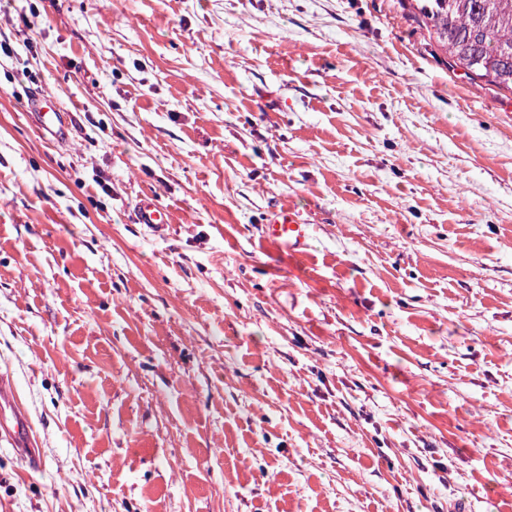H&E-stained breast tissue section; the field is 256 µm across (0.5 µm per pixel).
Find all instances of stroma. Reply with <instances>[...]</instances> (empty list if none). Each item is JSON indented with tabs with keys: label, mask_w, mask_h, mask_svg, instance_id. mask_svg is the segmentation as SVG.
Segmentation results:
<instances>
[{
	"label": "stroma",
	"mask_w": 512,
	"mask_h": 512,
	"mask_svg": "<svg viewBox=\"0 0 512 512\" xmlns=\"http://www.w3.org/2000/svg\"><path fill=\"white\" fill-rule=\"evenodd\" d=\"M0 374V512H512V96L403 0H11ZM25 108L37 131L48 141H68L71 117L69 112L59 109L55 94L39 91L30 98ZM134 218L137 224H145L157 235H163L169 228V214L153 195L144 194L136 198ZM265 238L288 256L304 252L310 236V224L296 213L294 208L281 207L274 211L264 225ZM14 392L12 388L7 384L6 380L0 377V409H1V421L0 428L3 433H7L11 438L16 451L22 458L29 457L33 463L37 462L35 454H33V440L29 434L27 428V421L25 414L16 407L14 403ZM4 403H7L12 407V415L14 423L8 424L4 414L3 407Z\"/></svg>",
	"instance_id": "35a3bbf8"
}]
</instances>
